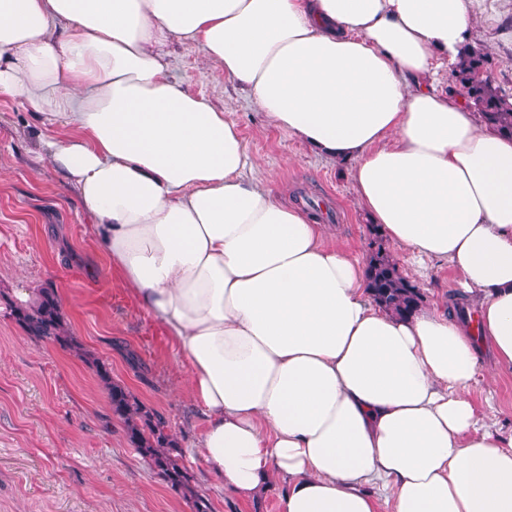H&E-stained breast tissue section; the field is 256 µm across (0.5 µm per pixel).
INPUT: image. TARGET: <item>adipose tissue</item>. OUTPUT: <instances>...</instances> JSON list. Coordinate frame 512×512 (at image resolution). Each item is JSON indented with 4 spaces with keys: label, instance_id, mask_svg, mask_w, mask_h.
Returning <instances> with one entry per match:
<instances>
[{
    "label": "adipose tissue",
    "instance_id": "1",
    "mask_svg": "<svg viewBox=\"0 0 512 512\" xmlns=\"http://www.w3.org/2000/svg\"><path fill=\"white\" fill-rule=\"evenodd\" d=\"M469 0H0L21 96L90 232L187 367L199 452L280 512H512V441L482 431L471 327L396 316L330 225L284 203L235 121L171 73L172 42L316 154L371 224L448 263L512 370V138L439 87Z\"/></svg>",
    "mask_w": 512,
    "mask_h": 512
}]
</instances>
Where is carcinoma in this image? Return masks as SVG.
Instances as JSON below:
<instances>
[{
    "label": "carcinoma",
    "instance_id": "cac0c4a2",
    "mask_svg": "<svg viewBox=\"0 0 512 512\" xmlns=\"http://www.w3.org/2000/svg\"><path fill=\"white\" fill-rule=\"evenodd\" d=\"M487 54L475 49L465 53L455 66L454 75L468 100L484 121L497 131L512 136V101L505 98L486 76ZM371 251L368 260V286L373 300L383 309L409 314L424 302L421 289L404 277L390 251L383 247L375 227H370ZM10 315L30 336L51 342L82 357L93 368L109 392L112 415L126 427L131 443L171 486L193 493L191 476L178 464L175 440L167 433L165 419L147 409L123 387L112 382L106 366L91 356L71 335L61 313L56 293L41 288L25 302L10 305Z\"/></svg>",
    "mask_w": 512,
    "mask_h": 512
}]
</instances>
